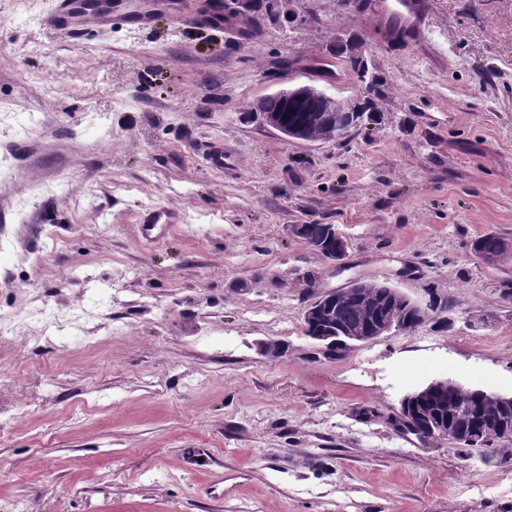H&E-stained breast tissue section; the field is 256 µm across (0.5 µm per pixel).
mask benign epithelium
<instances>
[{
    "instance_id": "7a95c632",
    "label": "benign epithelium",
    "mask_w": 512,
    "mask_h": 512,
    "mask_svg": "<svg viewBox=\"0 0 512 512\" xmlns=\"http://www.w3.org/2000/svg\"><path fill=\"white\" fill-rule=\"evenodd\" d=\"M276 95L283 99L297 97L307 99L320 105L323 112H338L342 122L336 126L330 140L336 141L346 136L351 130V112L353 104L348 98H342L331 94L312 84H295L276 91ZM266 96H258L247 103L250 112L259 116L262 122L280 132L289 139L302 142H312V139L302 129L288 128L282 125L279 116L265 111L264 102ZM332 235L339 242L337 250L326 256L340 270L344 269L343 259L346 255L348 242L336 228H331ZM348 288L357 289L361 297L368 304L375 307L374 323L362 332L358 329H350L343 335L336 337V345L348 347L358 343H366L393 330H412L403 317V312L408 307H413L418 313L419 319H424L426 311L419 304L413 302L398 288L388 281L353 277L348 282ZM341 293V290H331L324 293L305 310L304 321H310L322 314L324 303ZM453 397L456 404L455 418L452 420L441 417L427 416L416 424V433L424 439H446L456 448H466L475 452L485 462H500L505 458L502 449L483 444L478 435L463 433L462 426L470 416V406L466 399L467 392L456 381L448 378L435 379L420 389L406 395L401 401L400 415H405L406 407L413 401H427L434 396ZM492 411V435L496 443L512 444V396L502 394L489 395Z\"/></svg>"
}]
</instances>
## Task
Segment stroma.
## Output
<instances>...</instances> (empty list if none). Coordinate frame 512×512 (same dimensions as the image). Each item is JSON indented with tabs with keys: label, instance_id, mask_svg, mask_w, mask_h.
<instances>
[{
	"label": "stroma",
	"instance_id": "35a3bbf8",
	"mask_svg": "<svg viewBox=\"0 0 512 512\" xmlns=\"http://www.w3.org/2000/svg\"><path fill=\"white\" fill-rule=\"evenodd\" d=\"M180 2L73 40L52 0H0V107L41 118L0 124V507L512 512V465L398 425L434 379L512 394V0H431L421 43L377 0ZM295 81L374 108L285 139L246 105ZM152 207L185 221L147 238ZM355 276L426 316L326 355L304 310ZM331 227V224H303L299 228V235H301L306 241L311 242L315 245H309V247L315 252L320 251L322 256H325L327 253H332L336 250V243L332 240L329 235L328 227ZM298 228H296V232L298 233ZM332 235L337 239L340 246L337 250L331 254L327 255L326 258L330 262H332L339 270L344 269V265L342 260L344 259L348 247L347 240L343 237L341 233H339L336 228L333 227L330 229ZM319 248V249H318Z\"/></svg>",
	"mask_w": 512,
	"mask_h": 512
}]
</instances>
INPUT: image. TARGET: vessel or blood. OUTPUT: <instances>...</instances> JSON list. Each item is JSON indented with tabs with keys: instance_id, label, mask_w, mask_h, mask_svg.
<instances>
[{
	"instance_id": "b4317fda",
	"label": "vessel or blood",
	"mask_w": 512,
	"mask_h": 512,
	"mask_svg": "<svg viewBox=\"0 0 512 512\" xmlns=\"http://www.w3.org/2000/svg\"><path fill=\"white\" fill-rule=\"evenodd\" d=\"M384 14L399 21V30L405 35L428 36L426 24L430 10L429 0H383ZM178 14V0H154L152 9L129 10L125 0H55L46 24L56 32L73 39H81L89 30L120 22L134 27L150 23L153 9Z\"/></svg>"
}]
</instances>
